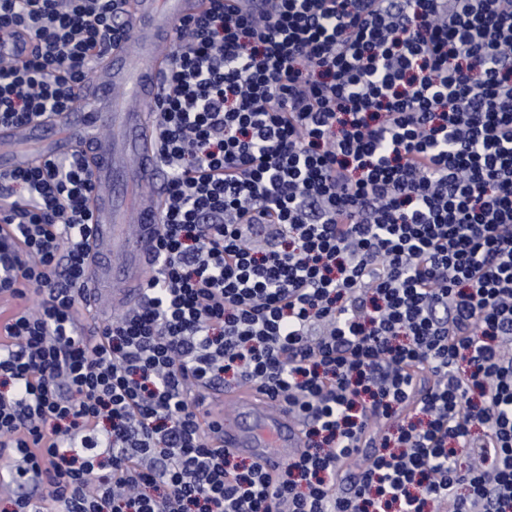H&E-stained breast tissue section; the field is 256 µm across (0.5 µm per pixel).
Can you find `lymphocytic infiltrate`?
Here are the masks:
<instances>
[{
	"instance_id": "1",
	"label": "lymphocytic infiltrate",
	"mask_w": 512,
	"mask_h": 512,
	"mask_svg": "<svg viewBox=\"0 0 512 512\" xmlns=\"http://www.w3.org/2000/svg\"><path fill=\"white\" fill-rule=\"evenodd\" d=\"M0 124L70 111L121 0H0ZM151 111L141 302L82 325V154L0 173L10 512H512V0H207ZM301 423L270 482L205 390Z\"/></svg>"
}]
</instances>
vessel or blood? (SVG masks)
<instances>
[{"label": "vessel or blood", "instance_id": "vessel-or-blood-1", "mask_svg": "<svg viewBox=\"0 0 512 512\" xmlns=\"http://www.w3.org/2000/svg\"><path fill=\"white\" fill-rule=\"evenodd\" d=\"M203 5V0H125L132 41L99 60L82 91L88 109L32 122L20 133L10 127L0 129L2 172L28 169L40 157L81 150L93 156L98 181L112 187L94 202L99 215L96 238L101 243L118 239L122 246L100 253L92 284L111 285L113 296L129 308L137 305L152 274L153 235L163 206L161 166L149 137L144 103L155 99L172 60L173 23ZM115 122L122 129L116 142L103 133ZM126 184L140 186L137 201L128 202L122 190ZM129 221L136 224L137 232L121 239L120 228ZM266 402L263 394L248 387L225 394L221 437L225 449L254 458L275 475L301 455L304 440L296 418L284 408L269 413Z\"/></svg>", "mask_w": 512, "mask_h": 512}]
</instances>
